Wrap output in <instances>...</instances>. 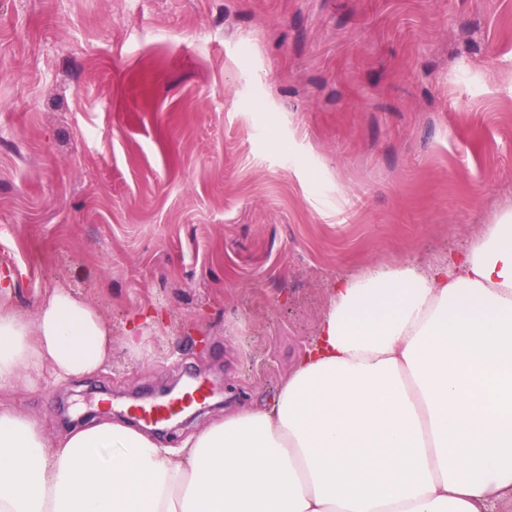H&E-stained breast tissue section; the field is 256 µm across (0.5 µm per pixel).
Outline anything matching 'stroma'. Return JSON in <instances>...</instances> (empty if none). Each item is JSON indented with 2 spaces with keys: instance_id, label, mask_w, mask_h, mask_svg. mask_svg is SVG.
I'll return each instance as SVG.
<instances>
[{
  "instance_id": "obj_1",
  "label": "stroma",
  "mask_w": 512,
  "mask_h": 512,
  "mask_svg": "<svg viewBox=\"0 0 512 512\" xmlns=\"http://www.w3.org/2000/svg\"><path fill=\"white\" fill-rule=\"evenodd\" d=\"M506 209L512 0H0V286L112 329L94 376L0 395L48 445L200 381L150 431L179 449L274 397L330 281Z\"/></svg>"
}]
</instances>
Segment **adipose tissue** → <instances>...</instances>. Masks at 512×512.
<instances>
[{
	"instance_id": "adipose-tissue-1",
	"label": "adipose tissue",
	"mask_w": 512,
	"mask_h": 512,
	"mask_svg": "<svg viewBox=\"0 0 512 512\" xmlns=\"http://www.w3.org/2000/svg\"><path fill=\"white\" fill-rule=\"evenodd\" d=\"M99 312L0 304V392L96 374ZM512 501V211L466 248L332 281L271 406L181 452L101 422L48 449L0 407V512H496Z\"/></svg>"
}]
</instances>
